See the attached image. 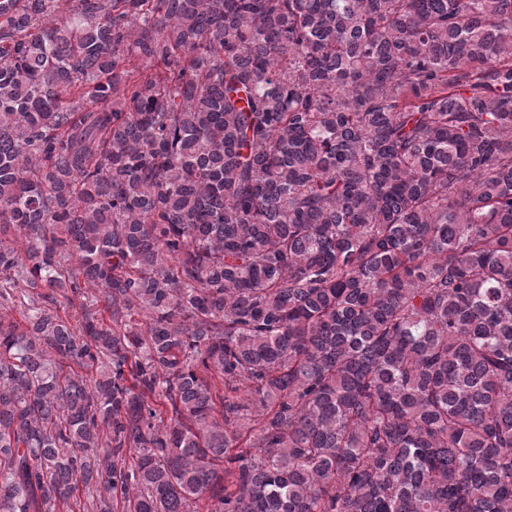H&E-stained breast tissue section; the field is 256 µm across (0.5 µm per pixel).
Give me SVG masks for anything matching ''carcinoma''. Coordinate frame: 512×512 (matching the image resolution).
<instances>
[{
    "instance_id": "carcinoma-1",
    "label": "carcinoma",
    "mask_w": 512,
    "mask_h": 512,
    "mask_svg": "<svg viewBox=\"0 0 512 512\" xmlns=\"http://www.w3.org/2000/svg\"><path fill=\"white\" fill-rule=\"evenodd\" d=\"M79 489L512 512V0H0V512Z\"/></svg>"
}]
</instances>
